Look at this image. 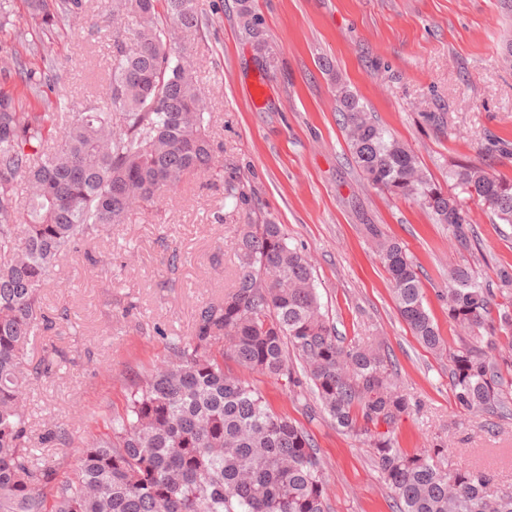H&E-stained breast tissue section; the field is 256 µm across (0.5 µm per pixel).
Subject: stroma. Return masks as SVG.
<instances>
[{
    "label": "stroma",
    "instance_id": "35a3bbf8",
    "mask_svg": "<svg viewBox=\"0 0 512 512\" xmlns=\"http://www.w3.org/2000/svg\"><path fill=\"white\" fill-rule=\"evenodd\" d=\"M88 4L90 18L66 19L64 33L43 35L29 59L34 67L63 61L55 93L71 112L102 104L109 88L112 34L91 17L111 12L112 0ZM204 8L199 27L176 37L192 49L211 138L225 167L244 177L250 204L225 200L222 177L195 178L95 240L97 264L76 255L61 262V287L42 297L59 323L24 355L51 367L28 392L31 447L73 472L74 456L46 438L49 422L75 444L105 431L123 414L135 374L167 357V338L191 336L199 308L233 285L238 225L269 218L308 254L337 335L382 344L395 361L413 404L394 429L395 447L444 445L442 470L480 468L492 490L512 489V391L497 415L456 405L448 357L421 346L399 318L371 235L376 228L405 245L440 333L456 347L464 334L443 309L448 270L468 267L482 286L496 287L498 268L512 267V225L465 199L463 247L414 200L369 185L337 102L340 89L357 95L436 184L447 185L453 165L465 163L512 180V10L502 0H253L275 53L269 68L241 29L236 0H204ZM260 76L266 97L253 108L246 92ZM433 112L443 126L426 121ZM224 369L313 437L331 512H393L368 442L336 427L309 388L288 389L230 358Z\"/></svg>",
    "mask_w": 512,
    "mask_h": 512
}]
</instances>
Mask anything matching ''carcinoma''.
<instances>
[{"label": "carcinoma", "mask_w": 512, "mask_h": 512, "mask_svg": "<svg viewBox=\"0 0 512 512\" xmlns=\"http://www.w3.org/2000/svg\"><path fill=\"white\" fill-rule=\"evenodd\" d=\"M112 64L104 104L60 112L54 75L28 68L0 46L23 86L41 93L43 111L25 112L0 93V512H330L315 444L303 428L273 413L256 388L224 372V353L240 366L294 387L290 354L322 411L337 427L367 438L393 493L395 512H512V491L490 494L477 468L444 472L433 448L409 454L391 432L411 410L392 382L393 360L375 344H345L321 310L305 254L288 245L282 225L241 224L236 284L198 310L193 336L167 342L168 358L135 375L124 415L109 431L71 449L77 467H59L28 445L26 388L48 372L30 366V338L56 329L42 293L59 288L56 267L113 224L154 207L188 179L216 171L206 107L190 50L172 27L199 26L203 0H113ZM243 31L274 57L252 0H236ZM33 34L86 12L87 0H28ZM354 161L372 186L414 196L434 220L454 228L463 246L469 223L460 198L434 183L416 155L348 90L338 96ZM122 116L112 124V113ZM448 180L505 224H512V182L478 164H460ZM225 197L249 205L247 184L224 176ZM380 240L379 257L403 322L427 349L448 353L457 405L484 412L512 380V268L496 289L466 268L448 275V323L467 337L453 349L424 304L417 265L400 243ZM228 342L223 347L222 342ZM386 430H381V427Z\"/></svg>", "instance_id": "obj_1"}]
</instances>
